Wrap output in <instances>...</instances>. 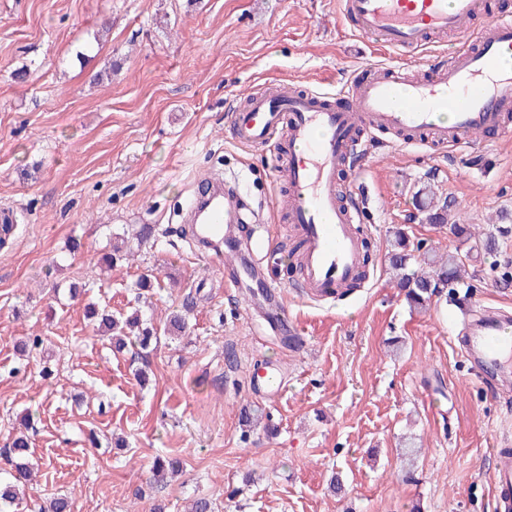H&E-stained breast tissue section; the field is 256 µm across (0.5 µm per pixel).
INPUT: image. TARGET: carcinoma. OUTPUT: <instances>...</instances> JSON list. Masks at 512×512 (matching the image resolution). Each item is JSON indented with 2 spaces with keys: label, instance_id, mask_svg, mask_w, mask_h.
I'll return each instance as SVG.
<instances>
[{
  "label": "carcinoma",
  "instance_id": "carcinoma-1",
  "mask_svg": "<svg viewBox=\"0 0 512 512\" xmlns=\"http://www.w3.org/2000/svg\"><path fill=\"white\" fill-rule=\"evenodd\" d=\"M426 195L427 201L421 209L423 221L439 226L448 224L451 203L447 200H435L431 190L426 191ZM450 230L465 242L476 238L470 225L462 224L458 220L450 225ZM389 266L393 272L395 287L416 307L423 308L437 298L458 301L470 295L471 277L468 276L462 255L458 251H450L446 256L427 252L416 255L409 249L405 233L399 231L389 251ZM91 319L97 331L112 335V347L117 353L127 347L126 339L131 336L141 349L147 350L157 335V329L147 326L137 312L123 319L114 316L105 307L94 308ZM22 426L24 431L16 435L4 450L10 470L8 479L0 480V512H8L9 508L18 506L20 488L30 480L34 466L38 465V461L33 458L28 435V431L34 427L33 417L24 416ZM71 510L72 502L67 497H53L39 507V512Z\"/></svg>",
  "mask_w": 512,
  "mask_h": 512
}]
</instances>
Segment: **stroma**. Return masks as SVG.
Here are the masks:
<instances>
[{
  "label": "stroma",
  "instance_id": "1",
  "mask_svg": "<svg viewBox=\"0 0 512 512\" xmlns=\"http://www.w3.org/2000/svg\"><path fill=\"white\" fill-rule=\"evenodd\" d=\"M341 0H0V207L17 227L0 246V446L25 415L41 468L19 512L68 495L74 512H495L494 448L512 445V414L457 347L465 315L446 302L411 308L393 288L387 251L466 252L475 309L512 313V136L451 150L372 140L359 174L341 187L363 195L370 277L344 298L311 303L289 272V239L270 206L286 194L269 151L237 145L230 111L264 83L332 91L365 79L367 64L427 75L457 35L403 55L345 27ZM103 36L99 53L83 54ZM111 80L94 82L108 62ZM25 78H18V71ZM211 171L235 179L254 224L270 227L264 266L285 286L305 342L266 328L254 284L226 271L180 233L181 205ZM432 186L454 212L498 241L469 249L422 223L416 192ZM153 226L129 264L107 269L117 234ZM78 250H71L70 240ZM154 285L145 318L186 309L188 327L141 355L113 352L86 317L138 307L134 285ZM85 292L72 298L71 283ZM43 340L22 353L21 341ZM279 369L284 392L256 395L259 362ZM266 428L243 431V407ZM419 438L408 460L402 441ZM178 475L154 482L155 459ZM340 491H331V478Z\"/></svg>",
  "mask_w": 512,
  "mask_h": 512
}]
</instances>
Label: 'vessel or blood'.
<instances>
[{
    "label": "vessel or blood",
    "mask_w": 512,
    "mask_h": 512,
    "mask_svg": "<svg viewBox=\"0 0 512 512\" xmlns=\"http://www.w3.org/2000/svg\"><path fill=\"white\" fill-rule=\"evenodd\" d=\"M342 11L355 35L389 51H414L451 33L462 42L424 79L378 67L370 78L329 93L267 84L248 95L243 109L231 112L232 140L270 151L278 179L288 186L281 211L302 243L297 286L300 296L314 301L332 298L360 271L358 226L365 211L341 202L338 183L342 167L364 155L365 137L388 131L406 146L427 139L455 150L470 147L476 133H507L512 116V68L503 65L512 52V14H485L484 0H342ZM441 112L451 113L450 122H438ZM246 208L243 197L221 179L200 177L189 206L193 240L223 253L229 229L243 223ZM267 233L264 226L254 229L228 287L257 275ZM510 322L512 316L503 312H484L459 340L500 401L512 399V333L504 329ZM252 386L258 395L275 396L285 383L266 365L253 375ZM492 491L497 512H512V448L496 453Z\"/></svg>",
    "instance_id": "1"
}]
</instances>
